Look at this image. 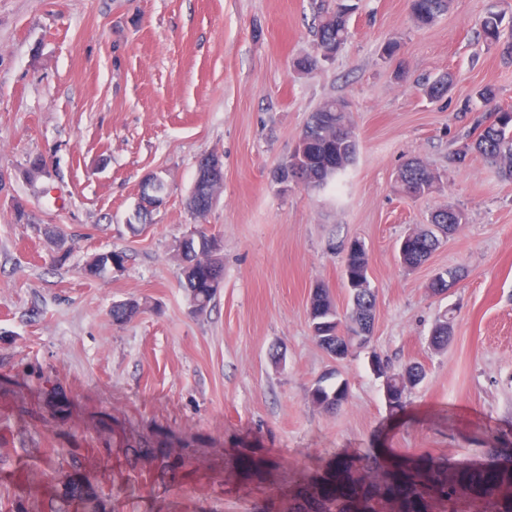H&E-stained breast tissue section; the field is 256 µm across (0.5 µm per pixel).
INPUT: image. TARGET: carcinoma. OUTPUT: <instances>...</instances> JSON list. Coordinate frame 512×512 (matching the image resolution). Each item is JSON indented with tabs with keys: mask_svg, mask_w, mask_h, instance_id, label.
<instances>
[{
	"mask_svg": "<svg viewBox=\"0 0 512 512\" xmlns=\"http://www.w3.org/2000/svg\"><path fill=\"white\" fill-rule=\"evenodd\" d=\"M451 0H411V15L421 26L433 24L440 16L448 12ZM357 4L347 0H336L332 11L324 5H315V29L317 36L316 54L297 59L296 67L300 72L310 73L317 69L321 57L337 53L350 36L349 21L356 11ZM502 19L496 12H487L479 21L478 37L501 47L502 55L512 58V36L503 38ZM453 85L451 73H445L428 86L427 93L434 98L446 94ZM479 96L487 107V113L474 128L475 134L470 142L464 144L448 157L450 164H466L470 156L476 154L494 166L504 179H512V107H504L497 101L498 92L492 86L484 87ZM301 142L296 148V166L301 176L307 180V187L320 189L333 181H338L353 164L358 151L354 139L351 112L345 109V100L325 101L311 113L300 136ZM440 176L420 160L404 163L397 174V182L406 195L421 197L429 195L437 188ZM465 223L464 214L449 206L440 208L432 215L430 227L425 229L421 250L417 253L416 266L426 263L447 236L448 225ZM218 254L221 251L216 238L203 235L201 242L190 241L186 245L185 259L191 260V254L197 249ZM344 276L355 281L365 274L368 255L365 248L343 255ZM463 275L459 268H448L437 272L428 284L431 294L439 289L456 283ZM182 286L185 289L194 312H207L215 299L217 289L199 288L193 278L182 274ZM312 308L311 328L314 337L326 336L331 339L345 331L357 332L356 324L362 316L375 310L376 298L371 287L362 289L352 304L347 323H341L336 308L325 288H320L310 297ZM142 304L136 300L119 302L112 306V319L116 322H128L138 315ZM404 370L394 371L389 376V396L392 407H402V397L406 387L400 385ZM432 470L429 464L402 466L398 463L382 470L388 493L398 504L397 512H428L423 502L421 488L429 481ZM350 467L344 462L336 466V472L320 487L318 498L311 501L308 512H375L368 502V495L357 496L355 487L349 482ZM78 459L73 458L67 464L46 462L45 485L42 494L47 502V512H65L64 505L58 504L60 493L58 486L65 488L68 502L80 500V504L91 505L100 502L92 485L101 483V476H80ZM459 487L465 494L475 497L492 495L498 497L496 512H512V458L509 459L508 477L495 473H473L444 478L438 491L448 495V485Z\"/></svg>",
	"mask_w": 512,
	"mask_h": 512,
	"instance_id": "carcinoma-1",
	"label": "carcinoma"
}]
</instances>
